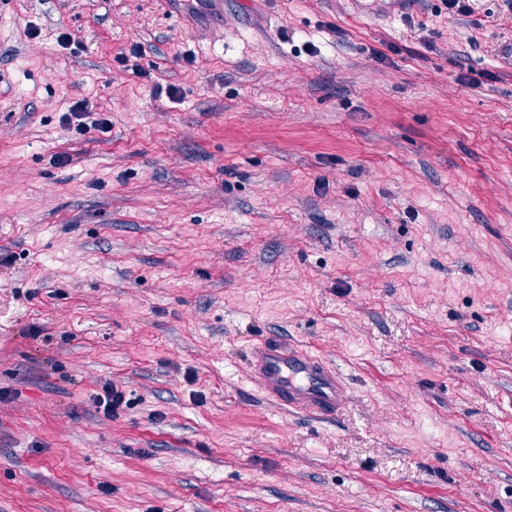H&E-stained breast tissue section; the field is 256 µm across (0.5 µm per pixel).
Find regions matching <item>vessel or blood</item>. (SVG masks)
Returning <instances> with one entry per match:
<instances>
[{"instance_id":"obj_1","label":"vessel or blood","mask_w":512,"mask_h":512,"mask_svg":"<svg viewBox=\"0 0 512 512\" xmlns=\"http://www.w3.org/2000/svg\"><path fill=\"white\" fill-rule=\"evenodd\" d=\"M255 380L280 405L319 418L336 415L342 405L344 383L336 371L307 349H281L268 341L249 352Z\"/></svg>"}]
</instances>
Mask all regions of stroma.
<instances>
[{"label": "stroma", "mask_w": 512, "mask_h": 512, "mask_svg": "<svg viewBox=\"0 0 512 512\" xmlns=\"http://www.w3.org/2000/svg\"><path fill=\"white\" fill-rule=\"evenodd\" d=\"M499 8L0 0V512H512ZM69 113L63 118L67 129L74 135L84 137L92 131L105 133L109 120L94 111V106L88 99L74 102L68 109ZM249 355L255 381L280 405L319 418L340 410L343 380L319 356L299 347L282 350L268 341L254 344ZM94 403L97 410L109 419L116 417L120 410L129 406L125 393L112 383H106L102 387V393L96 395Z\"/></svg>", "instance_id": "1"}]
</instances>
